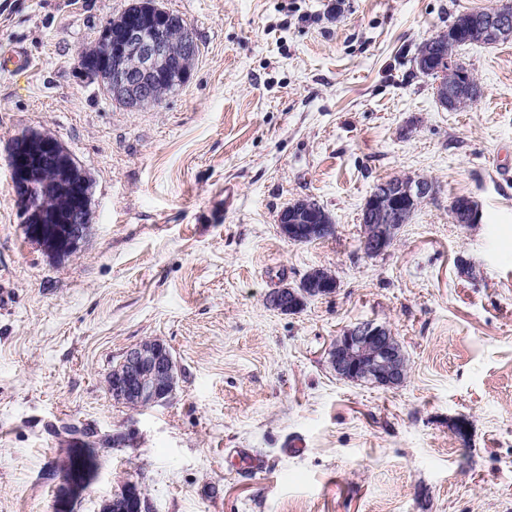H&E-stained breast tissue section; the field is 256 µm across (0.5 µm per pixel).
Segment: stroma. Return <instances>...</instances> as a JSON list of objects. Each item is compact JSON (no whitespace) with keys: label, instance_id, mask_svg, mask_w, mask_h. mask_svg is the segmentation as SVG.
<instances>
[{"label":"stroma","instance_id":"obj_1","mask_svg":"<svg viewBox=\"0 0 512 512\" xmlns=\"http://www.w3.org/2000/svg\"><path fill=\"white\" fill-rule=\"evenodd\" d=\"M158 2L199 53L181 90L129 110L79 57L131 0H0V51L30 53L0 74V512H53L67 423L123 438L75 512L129 480L152 512H512V40L459 49L481 94L457 111L412 63L496 0ZM31 130L91 179L76 257L20 224L8 152ZM405 177L436 192L367 256L364 200ZM458 196L480 224L453 222ZM300 198L333 237L280 234ZM318 267L334 294L266 307ZM363 321L402 344L403 386L331 369L327 349ZM149 338L171 349L174 395L115 403L109 374Z\"/></svg>","mask_w":512,"mask_h":512}]
</instances>
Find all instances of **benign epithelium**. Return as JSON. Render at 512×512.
I'll return each mask as SVG.
<instances>
[{"label":"benign epithelium","instance_id":"obj_1","mask_svg":"<svg viewBox=\"0 0 512 512\" xmlns=\"http://www.w3.org/2000/svg\"><path fill=\"white\" fill-rule=\"evenodd\" d=\"M118 27L122 43L117 52L131 58L124 64L118 59L98 70L99 80L109 89L112 99L130 110H139L162 102L157 82L162 78L178 89L184 86L196 58L197 42L190 26L181 22L173 25L169 15L157 8L144 14L140 9L129 11L121 20L107 23L97 40L99 55L112 52V27ZM180 30L179 53H174L170 33ZM512 32V3L507 2L487 12L477 30ZM456 73L465 83L470 78L460 65L445 59L438 67L435 81L438 102L450 107L448 73ZM8 165L17 209L26 237L47 254L68 258L77 254L90 232L91 187L89 178L73 156L55 137L40 131H30L15 139L10 146ZM435 194V185L427 180H384L368 196L371 206H391L385 223L370 224L362 238L361 248L367 255L385 252L393 243L401 226L414 213L417 203ZM319 212L314 200L297 199L277 215L282 236L289 241L311 243L336 233L330 222L315 224ZM454 220L467 225L480 223L477 203L465 198ZM336 276L323 268L307 272L295 285H284L266 296V305L284 314H296L307 302L336 292ZM331 368L340 377L365 381L373 386L396 388L406 379L407 363L401 343L384 325L372 321L360 322L343 330L327 350ZM177 366L167 344L160 339H148L128 349L119 368L109 377L112 398L128 405L146 407L169 400L176 389ZM80 447L71 449L70 456L80 458L94 449L93 432L76 428ZM86 491L83 472L73 469L59 472L54 500V512H74V506ZM100 512H149L148 500L141 486L133 481L123 484L119 493L103 502Z\"/></svg>","mask_w":512,"mask_h":512}]
</instances>
